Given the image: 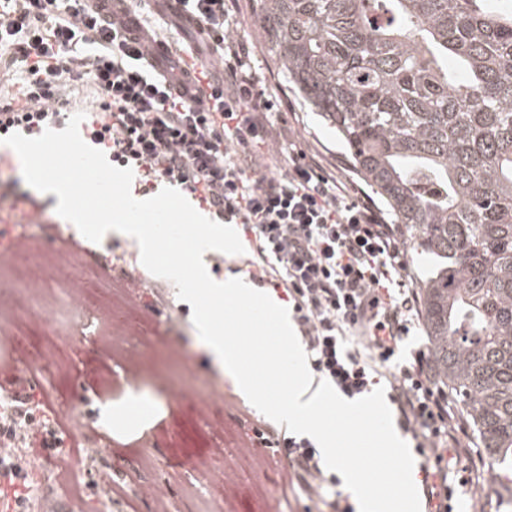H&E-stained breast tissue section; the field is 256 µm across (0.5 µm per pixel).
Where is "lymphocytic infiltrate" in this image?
Returning a JSON list of instances; mask_svg holds the SVG:
<instances>
[{
	"label": "lymphocytic infiltrate",
	"mask_w": 512,
	"mask_h": 512,
	"mask_svg": "<svg viewBox=\"0 0 512 512\" xmlns=\"http://www.w3.org/2000/svg\"><path fill=\"white\" fill-rule=\"evenodd\" d=\"M172 1L177 18L203 36L199 66L157 59L127 0H112L106 15L93 0H0V45L23 65L26 97L19 108L0 104V137L64 124L65 76H89L98 97L87 138L113 164L136 169L144 185L179 186L213 218L241 225L252 251L247 273L257 287L282 290L314 382L330 381L348 400L386 384L397 429L430 458L427 512H453L449 464H475L478 453L463 442L467 421L430 373L427 348L400 353L421 318L418 295L406 286L403 225L389 223L370 199L352 198L319 156L297 149L294 127L271 121L274 101L232 36L227 0H161ZM212 55L224 62L223 80L211 72ZM251 431V447L285 459L296 497L355 512L312 438L257 419ZM35 433L54 448L26 402L0 415L1 478L19 479L14 448Z\"/></svg>",
	"instance_id": "1"
}]
</instances>
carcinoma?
Segmentation results:
<instances>
[{
  "label": "carcinoma",
  "mask_w": 512,
  "mask_h": 512,
  "mask_svg": "<svg viewBox=\"0 0 512 512\" xmlns=\"http://www.w3.org/2000/svg\"><path fill=\"white\" fill-rule=\"evenodd\" d=\"M288 80L440 260L430 364L512 468V10L483 0H253Z\"/></svg>",
  "instance_id": "cac0c4a2"
}]
</instances>
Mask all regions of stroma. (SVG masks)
<instances>
[{
    "label": "stroma",
    "mask_w": 512,
    "mask_h": 512,
    "mask_svg": "<svg viewBox=\"0 0 512 512\" xmlns=\"http://www.w3.org/2000/svg\"><path fill=\"white\" fill-rule=\"evenodd\" d=\"M132 14L147 20L156 38L172 49H188L202 36L179 22L170 9L153 0H130ZM234 35L251 49L250 67L260 88L275 100L274 119L301 130L299 148L319 155L328 172L342 181L352 197L372 195V188L352 171L350 158L335 129L330 128L303 100L268 52L252 0H235ZM44 205L46 227L36 234L15 237L12 268L6 278L41 275L57 281L64 274L84 277L90 303L59 307L47 300L50 329H60L66 317L87 319L91 328L104 324L123 327L125 353L106 358L92 343L73 340L55 351L58 370L39 382L38 393L48 396L56 411L50 424L62 433V446L43 451L45 463L66 458L74 466L67 480H50L33 489L40 512H156L153 502L138 497L139 485L151 483L167 494L169 512H322L321 504L281 494L286 464L262 449L263 465L246 462L237 474L217 481V472L233 461L250 432V419L259 418L233 378L199 337L192 307L181 301L169 280L147 275L138 288L124 287L126 274L142 272L137 241L111 231L94 243L76 235L78 251L67 268L57 263L58 244L51 230L60 223L58 198L34 192ZM140 310V323L128 322L126 306ZM179 342L189 354L169 356V343ZM224 393V413L215 418L208 408L171 407L153 402L157 390ZM84 416L82 429L71 428L65 411ZM116 487L108 507H101V484ZM459 512H512V483L498 480L493 487L470 485L459 497Z\"/></svg>",
    "instance_id": "obj_1"
}]
</instances>
